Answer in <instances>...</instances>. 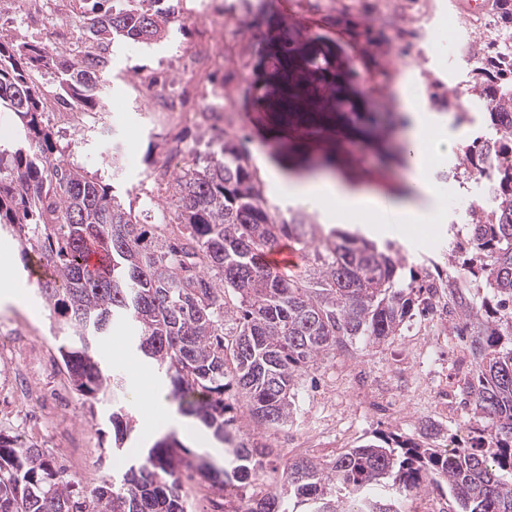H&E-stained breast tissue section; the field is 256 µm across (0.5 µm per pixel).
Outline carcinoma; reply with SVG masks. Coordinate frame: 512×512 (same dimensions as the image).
Masks as SVG:
<instances>
[{
  "instance_id": "carcinoma-1",
  "label": "carcinoma",
  "mask_w": 512,
  "mask_h": 512,
  "mask_svg": "<svg viewBox=\"0 0 512 512\" xmlns=\"http://www.w3.org/2000/svg\"><path fill=\"white\" fill-rule=\"evenodd\" d=\"M83 0L94 51L72 59L0 27V112L19 135L0 142V229L11 230L40 267L53 275L38 291L64 321L60 358L76 389L91 399L112 392V451H123L132 417L123 411L126 386L102 367L92 341L117 321L134 331L135 350L169 380V397L224 444L216 468L198 463L174 437L142 449L120 475L84 495L54 468L43 449L0 432V512H186L182 476H198L224 492V512H402L408 497L448 483V512H512V57L486 40L475 51L472 95L483 138L463 146L456 180H485L491 206L460 216L467 242L453 246L457 275L420 285L404 282L392 242L380 246L298 214L277 223L265 207L247 159L229 136L211 138L203 164L173 179L175 222L162 216L146 229L110 185L57 156L45 103L61 112L102 108L99 87L113 48L151 45L169 36L174 0ZM498 37L512 39V0H501ZM355 41L370 46L374 29L346 21ZM286 24L266 58L274 85L253 104L308 115L307 136L332 112L370 108L347 58L318 48ZM56 70L54 88L33 77ZM363 129L387 141L388 113ZM288 238L312 257L300 272H280L263 258ZM97 243L109 265L92 271L86 246ZM448 302L452 328L472 361L464 405L480 422L475 441L441 450L425 441L380 435L327 464L303 456L284 465L280 486L253 489L276 456L256 433L288 423L299 379L330 352L359 339L379 346L400 335L414 314ZM233 324L224 331V323ZM246 399L252 432L236 426L231 399Z\"/></svg>"
}]
</instances>
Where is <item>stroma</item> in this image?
Listing matches in <instances>:
<instances>
[{"label":"stroma","mask_w":512,"mask_h":512,"mask_svg":"<svg viewBox=\"0 0 512 512\" xmlns=\"http://www.w3.org/2000/svg\"><path fill=\"white\" fill-rule=\"evenodd\" d=\"M236 16L225 31H216L196 14L197 0H180L170 25L172 35L150 46L122 47L112 60V70L100 89L103 104L123 100L125 112L104 117L94 127L76 130L70 113L47 112L63 157L77 160L89 174H100L104 183L135 214H142L143 192H152L157 206L173 215L174 201L166 186H155L150 174L162 166L178 172L193 166L196 151L209 137L229 129L247 158L264 202L278 221H289L299 206L283 195L267 176L268 168L320 159L322 147L293 138L288 117L251 105L258 94L264 56L273 36L265 20L281 17L305 33L318 34L322 42L353 59L360 80L375 78L383 111L402 112L401 85L415 88L430 112H444L450 99L467 80V64L449 65L436 37L449 13L448 0H234ZM348 11L370 16L383 31L382 47L365 57L337 26L336 16ZM0 19L12 33L29 42L51 39L48 21L28 16L0 0ZM167 77L182 90L180 104L187 117L172 121L153 112L141 82ZM223 85L230 104L223 121L204 118L203 87ZM123 147L120 164L110 167L102 158L112 143ZM350 138H342L341 160L354 186L384 197L402 195L406 174L400 163L384 164L377 149H367L365 161L354 159ZM401 248L406 268H447L450 249L448 227L428 225L419 233L410 224L397 225L390 236ZM12 275L28 304L20 310L0 301V324L9 325L28 343L21 358L0 348V429L26 443L43 448L56 468L71 478L79 490L89 492L113 473L135 460L152 444L142 428H135L120 455H112L111 398L92 404L75 390L60 359L63 332L60 317L40 297L39 269L27 261L20 244L0 232V273ZM128 326L112 323L94 348L101 359L118 370L131 392L125 406L138 413L136 394L149 387L167 388L160 374L140 363L131 351ZM439 337L442 349L429 359L409 360L410 348L422 337ZM470 357L464 342L449 329L447 318L430 314L414 316L400 336L376 346L359 343L336 350L302 377L295 396V410L288 423L265 430L264 440L275 448L280 461L309 456L321 461L357 447L379 434L418 438L420 426L430 421L434 407L421 404L417 383L438 375L448 392V414L438 422L441 433L468 445L476 422L460 402V389ZM400 399L399 412L386 403L387 391Z\"/></svg>","instance_id":"35a3bbf8"}]
</instances>
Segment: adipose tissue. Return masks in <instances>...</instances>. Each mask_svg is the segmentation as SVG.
I'll return each instance as SVG.
<instances>
[{
  "label": "adipose tissue",
  "instance_id": "adipose-tissue-1",
  "mask_svg": "<svg viewBox=\"0 0 512 512\" xmlns=\"http://www.w3.org/2000/svg\"><path fill=\"white\" fill-rule=\"evenodd\" d=\"M407 125L404 138L415 151L408 172V190L399 197L384 199L352 189L331 176L305 180H282L289 198L327 216L362 212L368 218V232L391 233L396 225L442 224L448 209L431 171L438 158L447 155L451 144L442 116L427 112L416 101L410 86H402Z\"/></svg>",
  "mask_w": 512,
  "mask_h": 512
}]
</instances>
